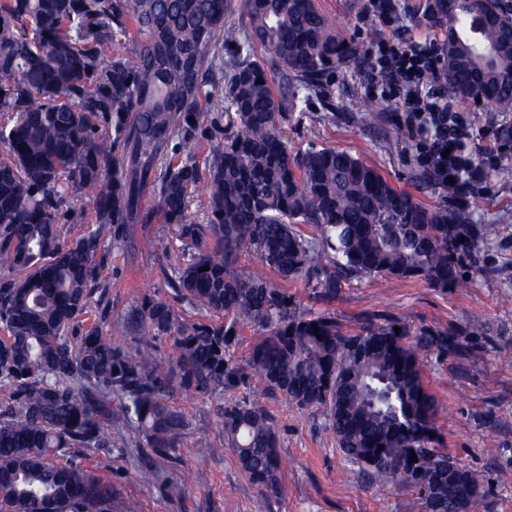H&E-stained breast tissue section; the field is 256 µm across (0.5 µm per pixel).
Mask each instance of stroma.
<instances>
[{"label": "stroma", "instance_id": "35a3bbf8", "mask_svg": "<svg viewBox=\"0 0 512 512\" xmlns=\"http://www.w3.org/2000/svg\"><path fill=\"white\" fill-rule=\"evenodd\" d=\"M387 16L369 15L365 0H319L339 31L364 51L378 54L381 44L395 39L420 42L434 37L420 20L427 0H386ZM336 100L335 116L323 102ZM381 104L385 124L368 127L356 119L365 103ZM467 124V152L497 147V131L512 123V112H493L461 105ZM292 150L309 146L336 147L361 157L395 188L411 193L427 208L439 206L437 187L415 180L421 170L419 148L393 98L372 84L369 67L337 70L320 95L299 102L284 124ZM152 193L143 197L151 218L144 224L119 225L97 253L99 279L87 311L79 317L84 328L109 331L135 305L149 296L171 297L168 284L181 258L178 242L160 214L154 213ZM475 221L494 224L493 241L462 256L465 287L441 292L418 279L359 277L342 285L335 299L309 296L302 281L271 271L255 253L242 252L238 265L245 272L272 280L303 308L333 313L348 330L365 317L392 321L416 332L424 327L463 329L481 321V336L461 337L459 350L423 353V381L441 406L436 426L449 456L462 467L483 472L481 512H512V182L482 183ZM218 399L178 394L174 403L190 421L176 462L158 461L157 477H140L142 458L131 447L132 433L112 438L111 451L93 450L88 463L111 478L133 512H419L405 486L372 485L357 474L340 452L323 415L289 404L280 394H268L267 409L279 433L282 459L281 493L262 501L259 488L242 469L224 438ZM202 471L204 485L185 484L183 472Z\"/></svg>", "mask_w": 512, "mask_h": 512}]
</instances>
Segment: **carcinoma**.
<instances>
[{
  "mask_svg": "<svg viewBox=\"0 0 512 512\" xmlns=\"http://www.w3.org/2000/svg\"><path fill=\"white\" fill-rule=\"evenodd\" d=\"M236 11L244 24L229 20ZM422 18L440 30L445 94L511 111L509 4L429 0ZM119 36L133 43L131 56L105 61L102 48ZM361 64L317 0H0V512H125L112 480L82 454L131 430L134 447L149 449L140 475L151 481L155 460L177 459L190 426L168 402L175 389L222 399L254 375L264 391L321 412L367 481L412 488L421 512H480L481 475H448L419 355L455 350L458 336L484 325L422 328L411 345L394 322L368 319L350 332L237 266L253 250L322 300L354 275L418 278L446 291L463 284L460 253L496 237L497 225L473 221L472 199L489 176L512 181L510 163L489 168L470 154L464 169L422 168L416 181L445 197L428 209L346 150L291 152L283 123L300 93ZM208 85L223 112L201 111ZM358 120L379 126L386 115L368 102ZM201 140L204 165L190 152L166 160ZM200 182L212 219L190 224L188 189ZM148 189L189 247L170 286L201 318L147 298L117 323L144 334L129 349L76 318L98 278L100 241L111 225L141 219ZM90 192L97 228L62 242V209ZM297 224L318 237L306 239ZM246 324L260 339L236 365L226 350ZM168 337L176 372L158 357L157 340ZM218 410L243 470L264 498L276 496L278 432L260 396Z\"/></svg>",
  "mask_w": 512,
  "mask_h": 512,
  "instance_id": "1",
  "label": "carcinoma"
}]
</instances>
